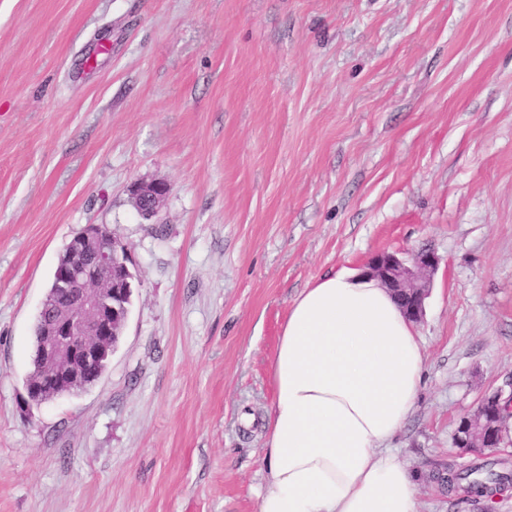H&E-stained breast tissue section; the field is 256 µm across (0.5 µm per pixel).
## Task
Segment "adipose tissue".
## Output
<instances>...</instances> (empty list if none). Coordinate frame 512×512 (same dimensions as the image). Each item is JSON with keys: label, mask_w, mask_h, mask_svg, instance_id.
Returning a JSON list of instances; mask_svg holds the SVG:
<instances>
[{"label": "adipose tissue", "mask_w": 512, "mask_h": 512, "mask_svg": "<svg viewBox=\"0 0 512 512\" xmlns=\"http://www.w3.org/2000/svg\"><path fill=\"white\" fill-rule=\"evenodd\" d=\"M423 374L414 325L378 280L341 270L304 289L271 366L257 512H418L390 442Z\"/></svg>", "instance_id": "obj_1"}]
</instances>
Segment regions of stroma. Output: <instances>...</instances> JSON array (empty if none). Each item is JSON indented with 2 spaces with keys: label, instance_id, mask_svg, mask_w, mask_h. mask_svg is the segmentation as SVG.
I'll use <instances>...</instances> for the list:
<instances>
[{
  "label": "stroma",
  "instance_id": "1",
  "mask_svg": "<svg viewBox=\"0 0 512 512\" xmlns=\"http://www.w3.org/2000/svg\"><path fill=\"white\" fill-rule=\"evenodd\" d=\"M170 191L157 222L134 182ZM89 224L134 292L104 376L21 402L59 255ZM438 258L391 441L419 512L460 417L512 388V0H0V512H257L294 298Z\"/></svg>",
  "mask_w": 512,
  "mask_h": 512
}]
</instances>
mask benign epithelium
<instances>
[{"instance_id":"benign-epithelium-1","label":"benign epithelium","mask_w":512,"mask_h":512,"mask_svg":"<svg viewBox=\"0 0 512 512\" xmlns=\"http://www.w3.org/2000/svg\"><path fill=\"white\" fill-rule=\"evenodd\" d=\"M130 192L138 213L151 219L159 214L169 186L162 181L136 182ZM127 262L125 245L97 224L77 233L70 243V259L58 261L55 287L67 300L50 312L42 349L58 380L77 383L85 365L107 356L111 345L117 344L126 322L125 299L133 292L134 275ZM437 263L431 251H419L408 259L382 252L367 269L394 296L410 301L402 311L416 322L423 315L426 297L423 279ZM505 397L512 400V392L506 396L497 389L484 395L473 413L460 419L452 437L454 446L479 453L501 447L512 431V415L501 412Z\"/></svg>"}]
</instances>
